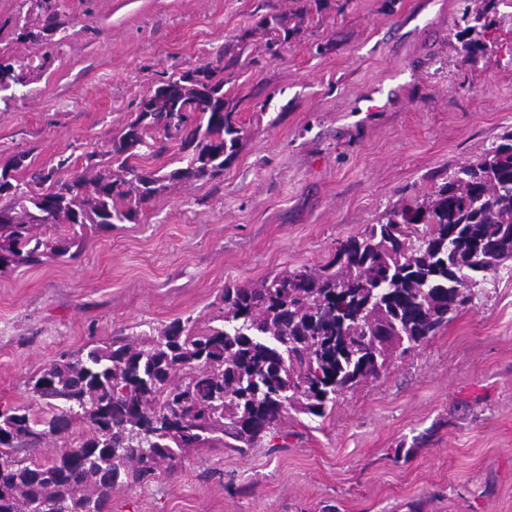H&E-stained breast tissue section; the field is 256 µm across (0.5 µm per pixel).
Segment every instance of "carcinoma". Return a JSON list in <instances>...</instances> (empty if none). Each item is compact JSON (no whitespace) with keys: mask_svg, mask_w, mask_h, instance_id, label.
Segmentation results:
<instances>
[{"mask_svg":"<svg viewBox=\"0 0 512 512\" xmlns=\"http://www.w3.org/2000/svg\"><path fill=\"white\" fill-rule=\"evenodd\" d=\"M42 25L21 27L38 42L55 31L50 0H25ZM465 13L468 30L487 29L491 7ZM267 48L288 37V16L264 21ZM224 78L207 65L172 74L143 99L112 145L111 169L60 176L69 159L18 180L0 169V271L64 256L36 232L137 220L141 206L180 182L224 174L241 130L227 111ZM181 137L185 164L166 173L136 167ZM512 272V133L435 190L395 205L339 243L316 272L293 270L258 284L224 288L222 325L195 329L177 319L140 339L114 337L60 359L29 381L52 409L0 410V512H106L112 489L173 469L191 448L221 444L242 455L274 434L288 410L323 417L348 390L448 326L472 305L487 275ZM81 422L78 446L46 462L18 457Z\"/></svg>","mask_w":512,"mask_h":512,"instance_id":"1","label":"carcinoma"}]
</instances>
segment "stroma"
Returning <instances> with one entry per match:
<instances>
[{
  "label": "stroma",
  "instance_id": "stroma-1",
  "mask_svg": "<svg viewBox=\"0 0 512 512\" xmlns=\"http://www.w3.org/2000/svg\"><path fill=\"white\" fill-rule=\"evenodd\" d=\"M61 25L18 37L26 0H0V56L32 60L0 94V168L19 176L107 155L172 73L218 66L241 139L214 179L173 186L136 222L86 230L77 258L0 272V408L49 416L29 382L61 354L177 319L205 326L225 285L318 269L338 242L512 132V20L464 49L472 0H52ZM289 36L266 48L265 17ZM512 512V273L470 309L341 395L288 412L272 445L201 448L110 512Z\"/></svg>",
  "mask_w": 512,
  "mask_h": 512
}]
</instances>
